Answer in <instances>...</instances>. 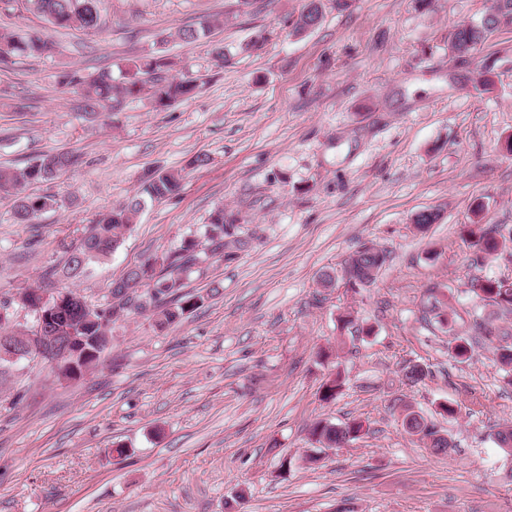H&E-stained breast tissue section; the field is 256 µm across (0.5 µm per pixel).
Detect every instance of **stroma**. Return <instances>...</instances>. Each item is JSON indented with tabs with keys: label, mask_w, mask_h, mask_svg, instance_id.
Segmentation results:
<instances>
[{
	"label": "stroma",
	"mask_w": 512,
	"mask_h": 512,
	"mask_svg": "<svg viewBox=\"0 0 512 512\" xmlns=\"http://www.w3.org/2000/svg\"><path fill=\"white\" fill-rule=\"evenodd\" d=\"M103 0L86 34L33 12L0 10V34L47 41L39 57L0 69V164L48 151L77 162L32 193L58 205L13 223L0 198V301L38 286L56 241L79 239L95 214L137 192L152 169H180L172 199L148 203L124 245L78 284L96 307L128 266L177 248L216 205L255 233L235 260H210L187 284L204 303L167 330L129 315L97 366L72 380L22 360L0 368V512H512V456L495 439L512 423V386L493 348L454 358L475 313L502 319L468 292L472 276L512 278V247L472 264L465 224L512 230V26L474 64L448 54V32L493 0ZM207 16L223 27L194 43L176 33ZM263 36L252 47L255 36ZM167 37L176 77L196 93L170 108L149 94L84 118L59 83L71 70L116 69ZM224 48L217 58L214 45ZM495 85L475 91L474 67ZM209 156L201 167L197 155ZM440 218L418 230L412 216ZM389 251L375 284L324 289L362 244ZM454 319L446 331L433 310ZM352 314L362 332L343 328ZM428 375L405 384L402 367ZM342 373L331 403L322 384ZM439 419L454 447L434 454L401 427L395 400ZM360 418L369 432L306 460L310 425ZM125 454H117L115 444ZM307 2L296 21L295 30L298 33L315 29L320 25L323 19L322 1L308 0Z\"/></svg>",
	"instance_id": "stroma-1"
}]
</instances>
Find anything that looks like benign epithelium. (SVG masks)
Instances as JSON below:
<instances>
[{
  "mask_svg": "<svg viewBox=\"0 0 512 512\" xmlns=\"http://www.w3.org/2000/svg\"><path fill=\"white\" fill-rule=\"evenodd\" d=\"M75 302L81 303L89 313L87 319H93L90 312L95 307L68 290L42 294L36 301L34 328L22 336L1 340L3 356L13 363L36 357L53 365L57 374L63 378L78 375V361L89 355L96 356L98 352L88 348L90 337L78 336L72 330L65 336L63 330L59 329L61 321L56 319V315Z\"/></svg>",
  "mask_w": 512,
  "mask_h": 512,
  "instance_id": "7a95c632",
  "label": "benign epithelium"
}]
</instances>
